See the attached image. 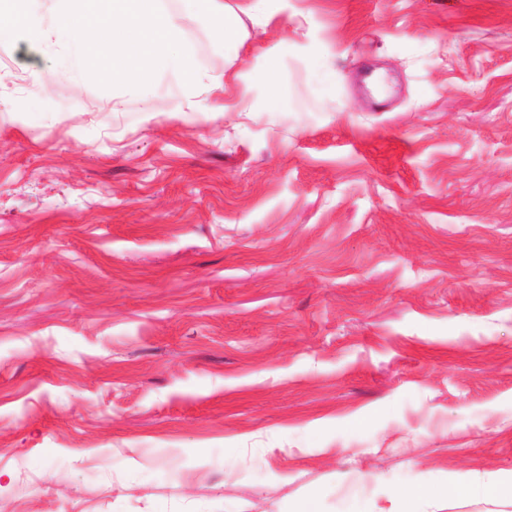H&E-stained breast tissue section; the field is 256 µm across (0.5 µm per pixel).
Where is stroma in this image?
Returning <instances> with one entry per match:
<instances>
[{"mask_svg":"<svg viewBox=\"0 0 512 512\" xmlns=\"http://www.w3.org/2000/svg\"><path fill=\"white\" fill-rule=\"evenodd\" d=\"M242 3L234 45L185 21L180 91L0 38V512H385L512 470V6Z\"/></svg>","mask_w":512,"mask_h":512,"instance_id":"35a3bbf8","label":"stroma"}]
</instances>
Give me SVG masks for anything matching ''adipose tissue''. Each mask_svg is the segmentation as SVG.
Instances as JSON below:
<instances>
[{"label":"adipose tissue","instance_id":"1","mask_svg":"<svg viewBox=\"0 0 512 512\" xmlns=\"http://www.w3.org/2000/svg\"><path fill=\"white\" fill-rule=\"evenodd\" d=\"M482 502L495 512H512V471L452 473L424 479L406 492L398 493L388 512H434L438 499Z\"/></svg>","mask_w":512,"mask_h":512}]
</instances>
